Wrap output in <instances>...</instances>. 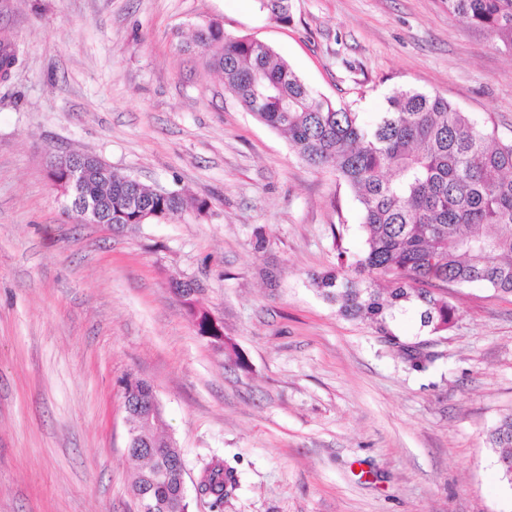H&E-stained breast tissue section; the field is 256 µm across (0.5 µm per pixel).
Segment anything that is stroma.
Masks as SVG:
<instances>
[{
    "label": "stroma",
    "mask_w": 512,
    "mask_h": 512,
    "mask_svg": "<svg viewBox=\"0 0 512 512\" xmlns=\"http://www.w3.org/2000/svg\"><path fill=\"white\" fill-rule=\"evenodd\" d=\"M257 39L364 122L394 90L437 95L512 139V55L444 0H0L18 51L0 81V512H138L119 381L155 390L190 512H512L487 442L512 412V296L448 290L453 327L409 370L311 286L362 248L331 169L246 112L194 46L197 25ZM82 153L209 208L131 228L82 223L47 175ZM263 232L264 249L255 234ZM224 324L240 369L199 335L176 280ZM234 466L221 507L204 461ZM259 9L276 22L287 24L292 20L290 0H257Z\"/></svg>",
    "instance_id": "obj_1"
}]
</instances>
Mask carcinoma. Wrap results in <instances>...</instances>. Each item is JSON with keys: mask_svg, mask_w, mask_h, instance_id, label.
Segmentation results:
<instances>
[{"mask_svg": "<svg viewBox=\"0 0 512 512\" xmlns=\"http://www.w3.org/2000/svg\"><path fill=\"white\" fill-rule=\"evenodd\" d=\"M277 22L292 20L290 0H257ZM448 12L491 34L512 53V0H445ZM195 45L207 65L224 77L225 87L263 124L280 130L308 165L328 167L357 202L364 236L352 263L338 253L339 268L312 275L324 300L345 318L368 321L410 369L424 371L436 356L427 342L405 343L393 331L397 320L419 311L428 335L444 336L456 318L448 286L483 285L512 295V140L496 137L448 102L413 89L388 97L387 110L370 123L356 112L317 98L269 46L249 37H231L213 21L199 25ZM15 46L0 41V70L16 65ZM92 166L82 195L103 199L108 223L140 224L141 210L171 217L202 212L207 202L178 191L163 195L114 171L101 178ZM131 376L121 380L122 398L130 391L147 398L150 384ZM138 434L154 443L151 456L133 475L131 491L147 512H182L181 450L170 439L130 419ZM488 442L510 467L512 412L489 431ZM239 484L234 467L220 460L203 463L198 489L216 507Z\"/></svg>", "mask_w": 512, "mask_h": 512, "instance_id": "carcinoma-1", "label": "carcinoma"}]
</instances>
